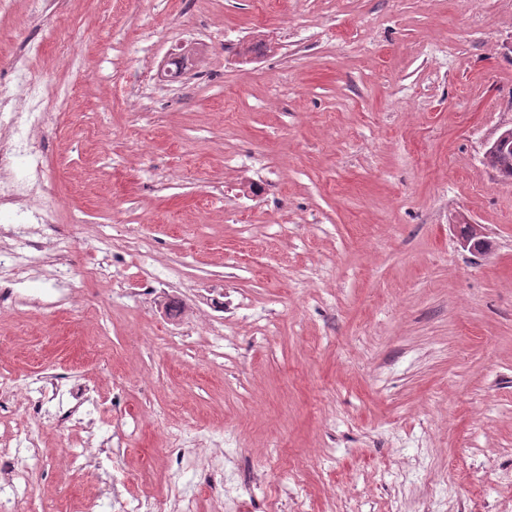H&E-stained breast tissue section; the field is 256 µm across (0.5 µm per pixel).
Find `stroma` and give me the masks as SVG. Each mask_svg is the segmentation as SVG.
<instances>
[{"mask_svg":"<svg viewBox=\"0 0 512 512\" xmlns=\"http://www.w3.org/2000/svg\"><path fill=\"white\" fill-rule=\"evenodd\" d=\"M190 38L202 73L150 79ZM30 42L74 101L16 116L55 193L34 230L71 243L69 303L43 276L0 302L28 512H512V181L482 162L512 0H13L0 80ZM44 376L94 385L84 421L32 413Z\"/></svg>","mask_w":512,"mask_h":512,"instance_id":"1","label":"stroma"}]
</instances>
